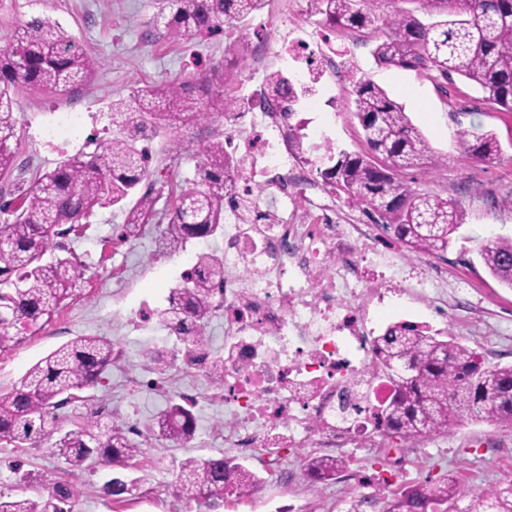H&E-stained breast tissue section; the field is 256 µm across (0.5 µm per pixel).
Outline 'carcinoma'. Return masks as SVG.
Returning <instances> with one entry per match:
<instances>
[{"label": "carcinoma", "instance_id": "cac0c4a2", "mask_svg": "<svg viewBox=\"0 0 512 512\" xmlns=\"http://www.w3.org/2000/svg\"><path fill=\"white\" fill-rule=\"evenodd\" d=\"M266 0H163L154 25L173 40L222 29L262 10ZM379 0H316L321 24L333 29L372 27L382 33L372 55L377 64L414 71L420 76L455 73L476 85L485 98L512 111V0H416L419 8L437 17L422 22L410 11L384 15L375 11ZM101 61L86 54L75 39L48 18L36 17L15 28L0 49V176L15 169L17 137L14 94L18 85L67 95L89 78ZM224 73L212 68L185 81L148 85L127 99L112 103L115 134L90 138L87 146L58 165L35 175L21 192L13 220L0 224V352L20 341L19 334L50 315L70 296L83 278L85 265L73 253L46 259L65 247L56 242L89 223L95 210L108 205L127 210L119 238L138 235L154 215L155 198L141 194L127 207L137 185L149 173L152 155L146 142L158 134L210 117L218 108L228 117L241 106L234 94L220 93ZM354 116L368 151L316 157L326 187L343 196L350 207L375 216L384 233L412 253L442 257L463 214L446 199L417 193L403 172L422 164L444 165L412 124L405 108L371 80L351 76ZM266 98L291 104L308 87L289 74L273 70L263 86ZM501 146L491 133L464 131L460 156L493 163ZM238 194L237 163L224 152V140L208 144L197 179L175 191L168 224L158 238V251L172 253L194 238L224 230L225 205ZM479 255L503 285L512 288V235L482 245ZM224 282V257L201 253L186 273L185 286L175 288L159 320L171 330L194 323L199 334L213 307L215 286ZM378 363L394 386L385 409L384 431L407 443L446 437L470 418L512 429V364H490L482 353L445 332L432 334L413 324H392L377 339ZM112 367V341L104 336H77L33 365L8 390L0 389V446L23 448L49 435L58 411L81 400L78 392L98 385ZM156 441L188 443L194 439L196 417L191 405L170 399L151 427ZM51 453L62 458L71 479L46 481L27 472L14 496L0 493V512H73L80 494L77 476L97 467L128 469L141 466L147 449L131 438L116 420L98 419L95 412L76 430L52 443ZM348 468V462L328 455L311 456L305 476L317 488ZM265 482L236 456L205 460L187 457L178 466V491L186 501L240 502ZM37 489L33 495L27 491ZM469 498L462 510L458 502ZM381 512H512V477L480 494L468 495L452 477L438 483L408 484L385 496Z\"/></svg>", "mask_w": 512, "mask_h": 512}]
</instances>
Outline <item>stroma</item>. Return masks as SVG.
Here are the masks:
<instances>
[{"label":"stroma","instance_id":"stroma-1","mask_svg":"<svg viewBox=\"0 0 512 512\" xmlns=\"http://www.w3.org/2000/svg\"><path fill=\"white\" fill-rule=\"evenodd\" d=\"M162 0H0V47L4 46L22 21L47 18L58 23L88 54L101 60V68L87 82L67 96L19 88L15 94L17 160L24 163L25 179L53 169L65 156L76 153L88 138L111 137L113 101L128 97L136 87L186 80L206 68H225L226 87L247 94L261 86L264 76L253 71L252 63H235L234 40L223 33L194 36L175 41L164 37L152 25ZM379 33L373 28L336 33L337 46H350L345 67L372 80L403 104L413 124L422 132L429 148L447 157L446 166H420L404 177L420 194L437 196L458 204L464 223L455 235L445 260L448 285L469 298L478 321L460 311H449L447 330L468 345L487 352L493 363H512V323L492 319L491 310L512 309V289L501 285L484 266L479 249L499 235L512 234V112L487 102L484 95L460 76L441 80L422 77L412 71L377 65L372 57ZM350 85L326 82L323 94L335 97V107H322L313 115V126L334 149L360 151L366 143L354 117ZM76 112L78 130L60 129L48 139L44 126L52 114ZM224 117L211 115L204 121L181 126L176 135L181 151L170 149L168 135L151 142L149 182L186 186L196 177L205 145L221 138ZM491 132L500 142L502 154L493 164L461 158V131ZM171 208L168 195H160L156 214L143 234L113 247L125 220L123 210L112 207L96 211L79 237H67L64 245L79 257L86 270L76 283L71 298L56 309L40 327L23 336L13 349L0 352V389L17 383L37 361L79 335H98L121 343L131 363H142L144 349H173L174 340L159 322L147 330L128 331L127 315L142 305L163 307L168 287L177 283L179 255L158 254L156 238ZM132 279L133 286L120 298L112 296V278ZM119 369L108 370L100 385L84 390V399L63 409L59 433L77 429L93 405L119 400L140 422L151 423L165 408L168 398L179 397L181 385H173L169 396L134 395L122 392ZM196 434L187 445L166 442L149 452L142 469L132 472L136 490L119 497L103 494L108 471H84L74 512H200L197 503L178 497L175 478L179 462L187 457L206 459L217 450L207 431L224 420L220 406L199 404ZM52 442L42 439L24 448L0 447V493H14L22 473L31 471L57 478L65 464L50 452ZM413 452L412 481L456 478L473 491H481L512 475V430L487 423L467 422L453 435L425 441L422 448L389 436L380 448H356L352 465L376 472L384 466L386 452Z\"/></svg>","mask_w":512,"mask_h":512}]
</instances>
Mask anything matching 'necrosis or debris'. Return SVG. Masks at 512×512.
<instances>
[{"label": "necrosis or debris", "mask_w": 512, "mask_h": 512, "mask_svg": "<svg viewBox=\"0 0 512 512\" xmlns=\"http://www.w3.org/2000/svg\"><path fill=\"white\" fill-rule=\"evenodd\" d=\"M314 5H276L270 17L288 35L255 53L298 63L299 80L315 91L344 72L320 50L328 35L302 21ZM245 101L224 121V147L241 161L238 179L253 199V217L224 227V283L215 294L223 353L190 332L176 335L167 375L130 367L118 344L112 363L136 393L164 396L174 377L195 379L203 391L185 400L223 406L224 424L208 437L227 452L252 457L288 448L299 458L317 449L343 457L382 436L377 416L394 393L375 356L371 310L408 281L428 311L422 326L447 325L448 270L393 259L368 225L341 224L306 160L290 148L296 131L320 147L298 107L256 93ZM218 361L219 380L212 374Z\"/></svg>", "instance_id": "4bbe7bcc"}]
</instances>
